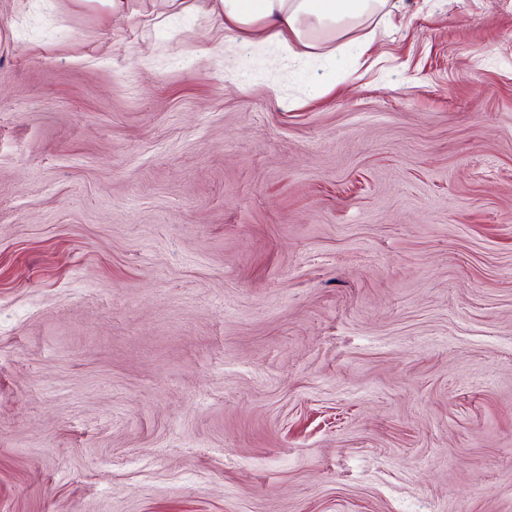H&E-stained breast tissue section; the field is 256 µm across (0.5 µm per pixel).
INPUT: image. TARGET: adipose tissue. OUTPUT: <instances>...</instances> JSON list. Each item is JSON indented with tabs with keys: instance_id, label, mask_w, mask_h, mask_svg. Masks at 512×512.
I'll return each mask as SVG.
<instances>
[{
	"instance_id": "ef3b65f1",
	"label": "adipose tissue",
	"mask_w": 512,
	"mask_h": 512,
	"mask_svg": "<svg viewBox=\"0 0 512 512\" xmlns=\"http://www.w3.org/2000/svg\"><path fill=\"white\" fill-rule=\"evenodd\" d=\"M388 0H218L227 30L255 33L297 57L317 36L332 37L381 12Z\"/></svg>"
}]
</instances>
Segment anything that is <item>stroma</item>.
<instances>
[{"label":"stroma","mask_w":512,"mask_h":512,"mask_svg":"<svg viewBox=\"0 0 512 512\" xmlns=\"http://www.w3.org/2000/svg\"><path fill=\"white\" fill-rule=\"evenodd\" d=\"M0 512H512V0H0ZM388 0H218L224 28L258 33L289 57L315 47L316 35L336 37L381 12Z\"/></svg>","instance_id":"35a3bbf8"}]
</instances>
